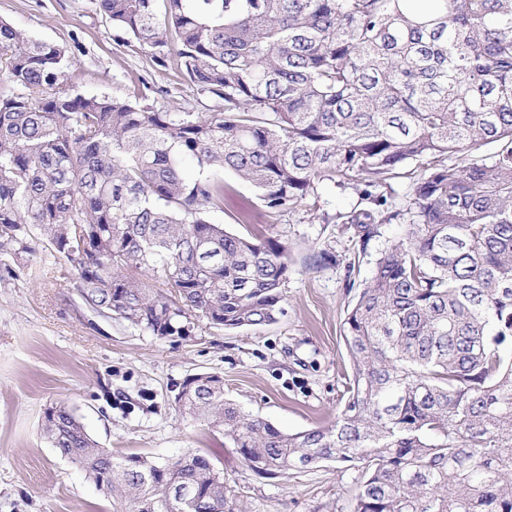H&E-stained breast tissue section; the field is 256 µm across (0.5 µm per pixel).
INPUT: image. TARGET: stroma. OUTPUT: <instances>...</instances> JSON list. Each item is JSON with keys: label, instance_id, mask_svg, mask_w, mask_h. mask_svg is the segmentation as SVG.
I'll return each instance as SVG.
<instances>
[{"label": "stroma", "instance_id": "1", "mask_svg": "<svg viewBox=\"0 0 512 512\" xmlns=\"http://www.w3.org/2000/svg\"><path fill=\"white\" fill-rule=\"evenodd\" d=\"M0 19L26 36L63 47L75 93L135 99L165 112H215L220 102L140 49L100 11L97 0H0ZM217 221L235 234L286 242L291 270L278 322L242 330L199 323L190 335L159 339L89 311L72 267L44 253L0 263V512H124L82 468L40 434L47 408L68 406L114 455L164 462L184 449L211 458L243 512H353L360 471L346 463L265 478L225 447L222 433L180 411L175 397L191 375L223 377L244 410L294 433L335 421L350 361L345 310L368 280L385 242L404 234L388 224L360 253L324 213L346 212L356 191L320 188L318 210L275 213L227 172ZM329 249L335 262L313 267Z\"/></svg>", "mask_w": 512, "mask_h": 512}]
</instances>
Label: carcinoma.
Wrapping results in <instances>:
<instances>
[{
  "mask_svg": "<svg viewBox=\"0 0 512 512\" xmlns=\"http://www.w3.org/2000/svg\"><path fill=\"white\" fill-rule=\"evenodd\" d=\"M99 0L141 48L223 100L217 112L75 94L57 45L0 21V257L68 262L92 312L158 338L284 314L288 245L226 230L231 171L291 212L318 188L359 204L325 221L379 250L348 303L343 409L285 432L187 378L176 402L258 475L361 467L354 512H512V0ZM479 154L458 166L448 158ZM398 178L410 180L401 195ZM44 438L126 512H242L210 458L115 457L64 405Z\"/></svg>",
  "mask_w": 512,
  "mask_h": 512,
  "instance_id": "cac0c4a2",
  "label": "carcinoma"
}]
</instances>
